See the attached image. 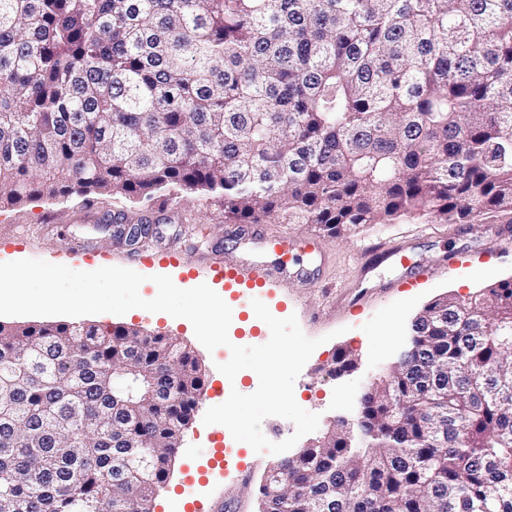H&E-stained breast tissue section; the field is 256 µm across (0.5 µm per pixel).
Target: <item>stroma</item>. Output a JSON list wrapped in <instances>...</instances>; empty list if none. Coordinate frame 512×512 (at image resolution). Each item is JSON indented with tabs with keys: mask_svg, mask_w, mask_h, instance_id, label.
Masks as SVG:
<instances>
[{
	"mask_svg": "<svg viewBox=\"0 0 512 512\" xmlns=\"http://www.w3.org/2000/svg\"><path fill=\"white\" fill-rule=\"evenodd\" d=\"M121 213L126 224L150 222L152 232L144 251L182 250L180 282L211 283L210 265L218 259L255 261L259 250L240 243L235 227L226 223L224 211L205 196L171 198L161 196L151 202H133L121 197L85 207L79 198L48 200L32 198L16 206L0 208V262L33 258L62 264L78 271L106 266H129L132 252L114 232H102L106 211ZM30 229L22 240L14 228ZM500 224L512 225V212L491 213L467 224H445L436 219L406 218L395 224H379L342 238L332 237L311 224L267 223L263 231L274 238L285 234L298 241L316 239L319 249L305 252L303 262L310 278L291 280L267 306L275 317L296 316L304 334L322 338L299 374L294 394L301 407L319 414L320 429L339 418H352L360 396L376 378L388 373L408 341L413 318L443 294L469 293L512 278V238L496 236ZM201 227L203 242L188 239L186 231ZM413 241L415 261L431 267L429 278L410 288L368 296L364 301L339 306L338 296L349 292L355 281L376 286L400 276L391 260L374 256L367 268H360V251L369 245L391 247L400 237ZM233 322L228 336L237 345H261L270 338L264 322L255 332H246L243 321L253 316L251 295L225 292ZM319 318H312L311 310ZM85 323L101 327L135 326L151 333L179 338L194 352L205 374L206 384L223 381L217 366L230 357L227 348L207 350L196 338L191 323L169 319L145 310L122 316L103 313L88 315ZM347 352L355 361L350 372L330 376L327 370L335 355ZM214 404L202 398L179 442L170 474L153 503V512H181L182 501L196 499L229 506L230 512H258L259 486L263 474L275 462L273 454L247 450L248 480L204 481L201 478L212 455L213 438L225 434L220 424L204 425L203 416Z\"/></svg>",
	"mask_w": 512,
	"mask_h": 512,
	"instance_id": "obj_1",
	"label": "stroma"
}]
</instances>
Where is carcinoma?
Instances as JSON below:
<instances>
[{"label":"carcinoma","mask_w":512,"mask_h":512,"mask_svg":"<svg viewBox=\"0 0 512 512\" xmlns=\"http://www.w3.org/2000/svg\"><path fill=\"white\" fill-rule=\"evenodd\" d=\"M210 196L342 237L512 211V0H0V206ZM201 368L0 324V512H152ZM264 512H512V279L443 295Z\"/></svg>","instance_id":"obj_1"}]
</instances>
